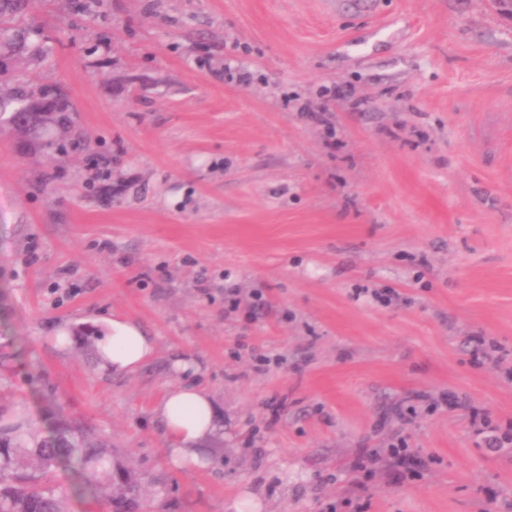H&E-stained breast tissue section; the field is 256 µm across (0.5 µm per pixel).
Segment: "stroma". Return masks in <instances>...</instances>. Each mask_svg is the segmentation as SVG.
Returning a JSON list of instances; mask_svg holds the SVG:
<instances>
[{
    "label": "stroma",
    "instance_id": "obj_1",
    "mask_svg": "<svg viewBox=\"0 0 512 512\" xmlns=\"http://www.w3.org/2000/svg\"><path fill=\"white\" fill-rule=\"evenodd\" d=\"M42 20L29 73L72 92L79 147L0 129V406L80 422L157 512L243 490L263 512H503L512 452L475 426L512 434V13L46 0ZM112 314L156 342L135 373L98 370ZM180 358L218 410L193 469L153 414Z\"/></svg>",
    "mask_w": 512,
    "mask_h": 512
}]
</instances>
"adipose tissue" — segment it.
<instances>
[{
    "instance_id": "adipose-tissue-1",
    "label": "adipose tissue",
    "mask_w": 512,
    "mask_h": 512,
    "mask_svg": "<svg viewBox=\"0 0 512 512\" xmlns=\"http://www.w3.org/2000/svg\"><path fill=\"white\" fill-rule=\"evenodd\" d=\"M95 353L101 369L131 374L154 355L156 343L143 328L118 315L101 320ZM169 441V458L178 468H191L207 460L204 445L216 432V409L211 395L193 381L168 388L155 407Z\"/></svg>"
}]
</instances>
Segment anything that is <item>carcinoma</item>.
<instances>
[{
  "mask_svg": "<svg viewBox=\"0 0 512 512\" xmlns=\"http://www.w3.org/2000/svg\"><path fill=\"white\" fill-rule=\"evenodd\" d=\"M44 0H0V52L13 55L29 48L30 57L48 53L42 43L27 46L29 35L41 34L36 23ZM44 86L20 72L0 78V127H31L48 120L61 134L77 124L69 90L54 85V98L37 100ZM60 467L71 469L99 494L101 501L120 509L139 501V483L125 469L112 470V448L92 442L77 424L59 419L49 435L30 432L19 415L0 413V512H67L65 499L48 476Z\"/></svg>",
  "mask_w": 512,
  "mask_h": 512,
  "instance_id": "carcinoma-1",
  "label": "carcinoma"
}]
</instances>
